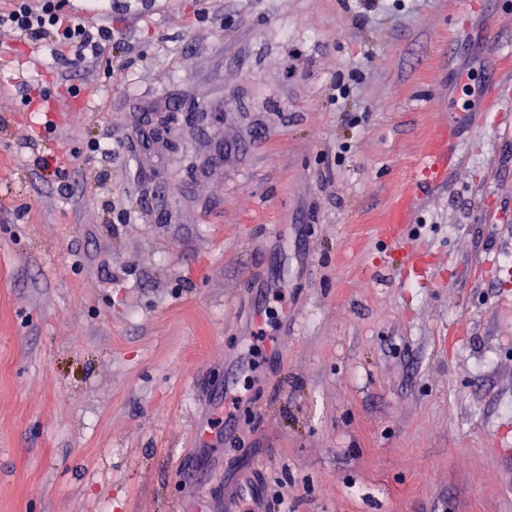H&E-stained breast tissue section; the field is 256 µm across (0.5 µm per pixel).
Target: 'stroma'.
Listing matches in <instances>:
<instances>
[{
  "label": "stroma",
  "mask_w": 512,
  "mask_h": 512,
  "mask_svg": "<svg viewBox=\"0 0 512 512\" xmlns=\"http://www.w3.org/2000/svg\"><path fill=\"white\" fill-rule=\"evenodd\" d=\"M64 9L0 27V512H512V0ZM0 13V26L9 27L29 40H46L58 47L57 59L67 65L99 55L112 40L107 26H89L61 12L56 0H9ZM452 156L451 141L444 130H436L426 139L421 160L407 187L387 210L384 224H378L379 234L388 246H400L401 232L405 224H411L418 192L445 178Z\"/></svg>",
  "instance_id": "stroma-1"
}]
</instances>
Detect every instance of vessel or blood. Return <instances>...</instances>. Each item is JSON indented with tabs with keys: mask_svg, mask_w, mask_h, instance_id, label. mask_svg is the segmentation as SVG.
Returning <instances> with one entry per match:
<instances>
[{
	"mask_svg": "<svg viewBox=\"0 0 512 512\" xmlns=\"http://www.w3.org/2000/svg\"><path fill=\"white\" fill-rule=\"evenodd\" d=\"M452 156L451 142L444 130H436L427 138L418 166L406 188L387 210L384 222L379 227V234L388 246H400L401 232L404 225L412 221L420 189L435 185L445 178Z\"/></svg>",
	"mask_w": 512,
	"mask_h": 512,
	"instance_id": "obj_1",
	"label": "vessel or blood"
}]
</instances>
